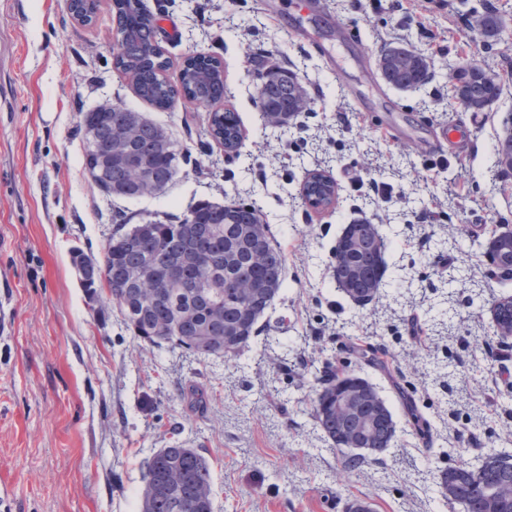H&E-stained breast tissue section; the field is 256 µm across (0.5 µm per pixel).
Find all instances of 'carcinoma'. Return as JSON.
Wrapping results in <instances>:
<instances>
[{"label":"carcinoma","mask_w":512,"mask_h":512,"mask_svg":"<svg viewBox=\"0 0 512 512\" xmlns=\"http://www.w3.org/2000/svg\"><path fill=\"white\" fill-rule=\"evenodd\" d=\"M70 15L89 24L96 4L71 0ZM112 22L122 35L113 55L114 69L132 85L135 94L149 105L165 110L178 99L190 105L206 101L209 113L207 134L237 152L243 129L238 113L222 110L224 64L215 56L187 57L179 80L164 76L169 58L158 40L157 19L142 0H114ZM482 66L461 67L463 78L454 85L453 97L466 101L473 111L499 98L501 88L487 84ZM397 89L425 85L429 80L426 61L401 70L390 68L386 75ZM260 97L272 111L293 114L288 89L265 79ZM83 160L92 187L107 196H147L150 188L168 186L187 162V151L161 124L138 112L81 113ZM119 146L131 162L118 164L104 159L101 148ZM335 180L314 171L301 190L318 191L332 203ZM127 217L118 215V227L98 259L81 250L72 253V264L81 287L91 298L106 297L115 307L134 338L152 347L180 349L205 361L211 357L237 358L249 350L256 324L271 307L286 281V256L274 241L269 225L258 207L226 202L205 203L168 222L148 219L125 228ZM334 257L345 254V239H354L360 222L344 227ZM351 259L366 270V287L382 285L388 270L386 256L374 252ZM512 319V296L494 303L492 321ZM318 388L311 415L323 437L341 449L344 425L337 418V403L355 383L369 384L349 372L326 371L317 378ZM498 466L458 464L439 471L441 496L461 506L463 512H512V496L495 493L502 484L512 485V455H486ZM144 480L139 492V512H214L212 463L200 448L181 443L159 448L144 461Z\"/></svg>","instance_id":"carcinoma-1"}]
</instances>
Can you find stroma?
Instances as JSON below:
<instances>
[{"label": "stroma", "mask_w": 512, "mask_h": 512, "mask_svg": "<svg viewBox=\"0 0 512 512\" xmlns=\"http://www.w3.org/2000/svg\"><path fill=\"white\" fill-rule=\"evenodd\" d=\"M177 81L184 58L224 63V108L245 137L237 155L206 136L209 109L160 111L113 67L112 0L81 26L66 0H0V488L6 512H139L142 461L174 440L206 452L215 512H461L435 494L439 470L512 450V337L494 335L489 307L512 275L489 264L495 234L512 228V171L496 147L512 131V0H143ZM504 29L487 41L477 18ZM351 25L361 41L345 46ZM325 50L317 52L314 42ZM427 57L417 91L384 82L381 51ZM488 63L502 93L480 112L453 98L451 74ZM298 75L310 105L265 123L259 76ZM157 122L190 153L164 193L109 197L83 165L80 115L104 99ZM394 119L390 134L378 118ZM460 127L447 136L445 128ZM338 185L326 211L303 203L308 173ZM391 184L375 197L370 181ZM254 204L286 256L288 287L240 358L198 362L135 339L119 314L90 301L74 249L101 255L112 217L183 215L199 203ZM371 218L390 242L380 295L361 307L332 279L344 225ZM432 335L414 343L410 318ZM379 347L380 365L361 348ZM345 369L377 386L397 423L380 459L348 470L310 416L316 379ZM203 393L197 408L192 392ZM431 425L421 434L399 398Z\"/></svg>", "instance_id": "stroma-1"}]
</instances>
